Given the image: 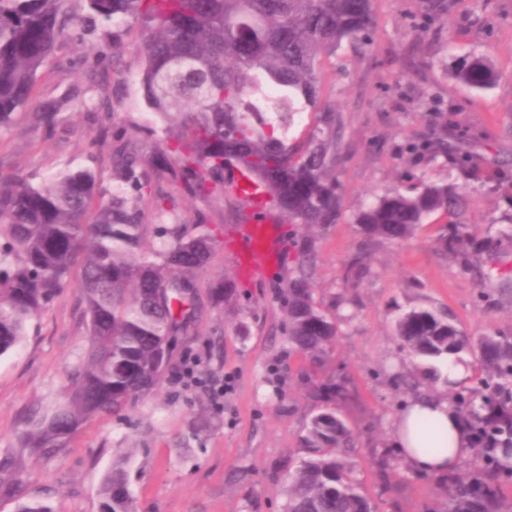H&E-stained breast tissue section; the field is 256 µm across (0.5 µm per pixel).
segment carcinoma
Wrapping results in <instances>:
<instances>
[{"instance_id":"1","label":"carcinoma","mask_w":512,"mask_h":512,"mask_svg":"<svg viewBox=\"0 0 512 512\" xmlns=\"http://www.w3.org/2000/svg\"><path fill=\"white\" fill-rule=\"evenodd\" d=\"M77 0H0V128L32 101L38 75L58 43L83 38ZM373 0H83L81 9L99 30L92 51L115 54L131 26L141 33L144 67L139 79L164 147L150 160L137 142L112 137V178L100 185L92 166L65 167L33 184L0 176V356L18 347L32 322L78 271V303L87 327V350L72 389L49 416L28 419L22 447L50 455L68 446L91 419L118 412L152 391L164 371L156 367L158 344L185 336L197 321L196 276L210 263L216 237L204 213L189 228L156 224L164 248L143 252L148 225L141 203L151 176L171 172L184 192L208 200L228 193L255 216V197L234 171L261 190L266 206L286 224H333L341 197L336 185L339 124L335 108L320 100L322 55L344 42L367 41ZM444 7L427 0L422 19H443ZM457 82L485 90L499 78L482 58L462 61ZM58 107L32 113L38 126L54 127ZM315 115L301 139L299 116ZM409 150L448 154L460 170L470 156L448 145V125ZM465 187L430 182L412 194L386 193L355 213L370 241L404 242L431 215L442 212L440 251L471 262L470 228L457 222ZM312 250H298V275L282 294L288 344L317 364L337 334L336 321L317 305L310 287ZM368 272L358 253L346 272L356 283ZM224 280L208 289L212 307L224 305ZM409 352L427 364L435 381L448 383L446 363L460 353L480 359L482 389L455 392L449 401L477 446L473 475L448 480L446 512H505L503 490L512 485V337H473L433 308L414 309L397 321ZM304 456L289 476L285 512H375L355 478L357 448L347 423L326 407L312 416L301 437ZM128 473L112 465L101 487L100 512H134Z\"/></svg>"}]
</instances>
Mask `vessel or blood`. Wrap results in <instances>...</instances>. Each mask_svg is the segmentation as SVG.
I'll return each instance as SVG.
<instances>
[{"mask_svg": "<svg viewBox=\"0 0 512 512\" xmlns=\"http://www.w3.org/2000/svg\"><path fill=\"white\" fill-rule=\"evenodd\" d=\"M273 210H266L263 219L251 221L242 237V250L238 256L240 267L253 276L268 275L276 264L282 243Z\"/></svg>", "mask_w": 512, "mask_h": 512, "instance_id": "b4317fda", "label": "vessel or blood"}]
</instances>
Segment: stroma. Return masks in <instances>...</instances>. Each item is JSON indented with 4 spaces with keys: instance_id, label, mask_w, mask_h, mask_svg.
I'll return each instance as SVG.
<instances>
[{
    "instance_id": "1",
    "label": "stroma",
    "mask_w": 512,
    "mask_h": 512,
    "mask_svg": "<svg viewBox=\"0 0 512 512\" xmlns=\"http://www.w3.org/2000/svg\"><path fill=\"white\" fill-rule=\"evenodd\" d=\"M366 44L343 43L324 55L323 96L336 107L341 130L336 174L344 206L335 223L306 232L280 225L284 247L265 278L238 268L243 210L231 198L203 201L180 193L171 173L154 189L177 197L175 210L146 223L193 224L209 214L218 244L198 281L200 316L174 354L160 386L119 414L83 425L58 453L22 452L29 412L50 411L72 387L87 339L75 288L67 287L35 321L25 341L0 357V477L15 476L16 492L0 490V512L39 500L52 512H100L99 488L115 460L126 463L136 512H283L288 476L302 455L300 438L322 407L309 393L310 359L287 342L280 293L295 277L292 256L303 236L314 248L312 288L319 307L338 324L320 374L342 388L330 403L352 429L356 476L377 512H445L444 476L416 470L398 457L396 416L414 393L442 394V384L417 375L416 359L396 332L399 314L435 307L470 336L512 335V0H444L447 24L419 23L422 0H373ZM95 34L61 44L38 78L33 100H60L79 89L85 106L62 108L54 130L35 127L29 111L0 129V174L33 181L65 166L93 164L112 188V144L103 133H126L145 154L163 145L144 137L151 118L139 85L143 58L130 29L116 52L124 84L105 93L91 66ZM487 59L499 74L483 91L451 77L463 59ZM452 122L467 131L473 173L451 168L447 156L418 158L409 142ZM423 181H451L469 190L462 216L485 251L477 266L461 265L435 239L448 218L433 214L401 243L366 245L354 222L360 206ZM369 273L350 287L345 269L359 250ZM235 288L214 309L210 283ZM391 455L387 479L376 462Z\"/></svg>"
}]
</instances>
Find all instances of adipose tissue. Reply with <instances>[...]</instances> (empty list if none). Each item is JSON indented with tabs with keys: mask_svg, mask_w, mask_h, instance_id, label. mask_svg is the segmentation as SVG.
<instances>
[{
	"mask_svg": "<svg viewBox=\"0 0 512 512\" xmlns=\"http://www.w3.org/2000/svg\"><path fill=\"white\" fill-rule=\"evenodd\" d=\"M434 422L441 431L443 452L423 450L421 437L416 430L419 420ZM394 439L403 459L409 466L434 473L455 469L470 455V439L451 407L447 396H421L411 399L394 424Z\"/></svg>",
	"mask_w": 512,
	"mask_h": 512,
	"instance_id": "ef3b65f1",
	"label": "adipose tissue"
}]
</instances>
